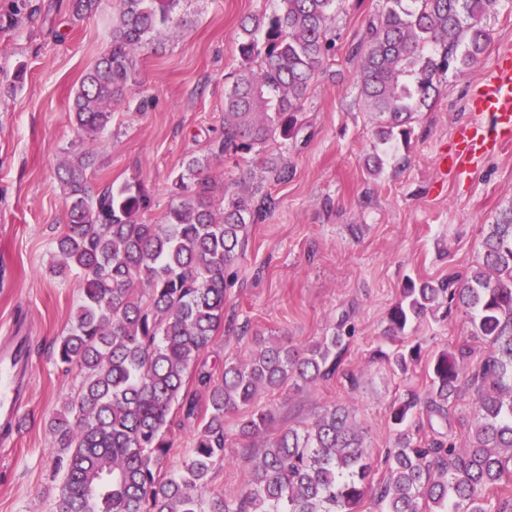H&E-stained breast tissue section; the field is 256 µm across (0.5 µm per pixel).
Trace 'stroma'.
<instances>
[{
    "label": "stroma",
    "mask_w": 512,
    "mask_h": 512,
    "mask_svg": "<svg viewBox=\"0 0 512 512\" xmlns=\"http://www.w3.org/2000/svg\"><path fill=\"white\" fill-rule=\"evenodd\" d=\"M32 4L21 12L17 0H0V346L17 330L32 339L24 428L0 434V512H50L60 491L48 422L77 395L81 376L55 361V343L80 302L78 275L50 271L54 241L66 224L57 171L76 138L73 95L109 46L116 7L115 0H102L96 13L77 16L72 0ZM385 7L386 0H346L337 11L336 55L308 91L297 134L277 149L293 175L285 182L264 177L276 207L253 225L235 267L225 310L234 324L218 331L203 356L219 378L225 363L254 348L255 338H284L302 348L348 317L353 332L344 367L356 384L338 377L264 391L257 404L274 409L281 429L303 428L330 405H351L378 479L397 440L391 405L411 393L426 397L429 381L424 366L403 374L376 360V348L413 342L429 357L466 342L473 349L470 367L487 351L464 310L435 313L396 339L385 333L387 314L407 280L435 282L449 270L475 267L489 224L512 207V144L466 177L450 178L438 165L458 127L491 123L471 111L469 99L491 73L494 50L442 78L436 103L419 114L410 142L379 145L349 50L368 17ZM276 8L277 0H185L187 25L166 30L137 53L138 95L117 105L111 128L89 144L94 190L140 185L151 197L141 220L161 222L183 162L224 138V92L241 65V19ZM378 147L384 168L373 176L365 159ZM265 162L261 151L217 154L210 173L237 192L263 176ZM242 325L247 335H240ZM251 466L242 448H228L211 490L236 497Z\"/></svg>",
    "instance_id": "1"
}]
</instances>
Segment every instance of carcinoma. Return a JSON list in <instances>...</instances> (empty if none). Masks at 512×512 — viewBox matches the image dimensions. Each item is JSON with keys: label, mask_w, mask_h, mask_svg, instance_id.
I'll return each instance as SVG.
<instances>
[{"label": "carcinoma", "mask_w": 512, "mask_h": 512, "mask_svg": "<svg viewBox=\"0 0 512 512\" xmlns=\"http://www.w3.org/2000/svg\"><path fill=\"white\" fill-rule=\"evenodd\" d=\"M184 0H117L112 40L81 79L70 110L78 140L62 165L68 224L55 241L53 274L75 269L81 298L57 341L56 360L82 375L76 397L48 423L63 475L55 512H362L366 499L382 512H489L495 492L512 483V207L489 225L482 263L431 284L409 281L387 316V331L405 334L444 305L467 309L474 337L489 346L470 371L462 344L426 360L429 390L392 406L404 425L423 409L448 421L451 405L471 397L468 447L434 432L426 441L402 430L388 451L385 478L372 464L352 410L334 404L303 429L273 430L275 415L253 409L261 391L326 380L340 369L346 321L304 349L274 341L224 365L219 380L201 356L224 326L229 270L241 258L252 225L274 208L255 186L216 200L210 156L191 155L174 178L177 202L159 224L139 219L150 198L125 184L92 192L87 171L95 140L112 126L114 105L134 93L135 53L165 30L187 23ZM369 17L353 49L357 83L378 118V139L409 143L414 115L431 110L441 77L476 63L492 34L482 24L497 0H387ZM342 0H278L271 14L241 24L240 73L224 94V140L217 150L239 156L294 135L310 84L335 54L336 10ZM377 355L405 372L422 360L411 345ZM204 390L199 414L187 375ZM198 420L182 466L162 472L173 442V406ZM244 410L236 436L253 465L237 497L209 489L224 463V414Z\"/></svg>", "instance_id": "1"}]
</instances>
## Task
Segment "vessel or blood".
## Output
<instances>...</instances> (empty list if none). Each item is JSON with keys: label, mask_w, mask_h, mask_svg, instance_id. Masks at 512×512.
I'll return each mask as SVG.
<instances>
[{"label": "vessel or blood", "mask_w": 512, "mask_h": 512, "mask_svg": "<svg viewBox=\"0 0 512 512\" xmlns=\"http://www.w3.org/2000/svg\"><path fill=\"white\" fill-rule=\"evenodd\" d=\"M471 109L490 115L496 126L495 136H488L480 123L456 131L452 155L441 156L440 166L454 176L469 174L482 160L496 154L512 142V45H499L491 77L478 86L471 98ZM28 342L17 343L0 353V423L14 430L22 417V388L17 371L28 363Z\"/></svg>", "instance_id": "obj_1"}]
</instances>
